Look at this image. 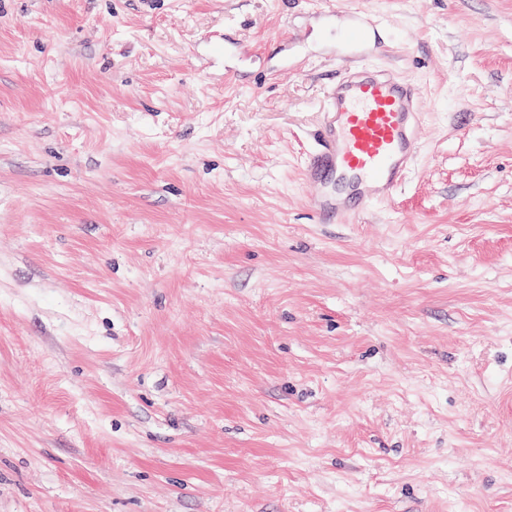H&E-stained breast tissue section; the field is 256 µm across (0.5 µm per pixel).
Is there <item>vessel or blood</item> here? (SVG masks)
I'll list each match as a JSON object with an SVG mask.
<instances>
[{
  "label": "vessel or blood",
  "instance_id": "obj_1",
  "mask_svg": "<svg viewBox=\"0 0 512 512\" xmlns=\"http://www.w3.org/2000/svg\"><path fill=\"white\" fill-rule=\"evenodd\" d=\"M328 23H340L348 56L380 47L378 22L365 0H324ZM319 146L307 154L304 180L312 215L321 222L361 223L371 203L391 199L412 169L422 135L418 85L391 70L359 65L326 90Z\"/></svg>",
  "mask_w": 512,
  "mask_h": 512
}]
</instances>
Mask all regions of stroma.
I'll list each match as a JSON object with an SVG mask.
<instances>
[{
  "label": "stroma",
  "mask_w": 512,
  "mask_h": 512,
  "mask_svg": "<svg viewBox=\"0 0 512 512\" xmlns=\"http://www.w3.org/2000/svg\"><path fill=\"white\" fill-rule=\"evenodd\" d=\"M316 2L0 0V512H512V0H370L425 115L359 224Z\"/></svg>",
  "instance_id": "stroma-1"
}]
</instances>
